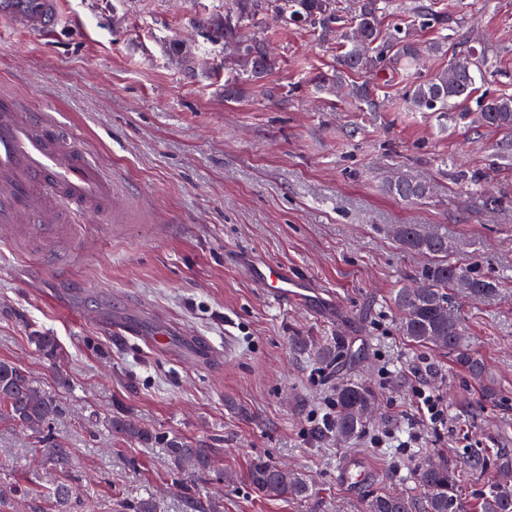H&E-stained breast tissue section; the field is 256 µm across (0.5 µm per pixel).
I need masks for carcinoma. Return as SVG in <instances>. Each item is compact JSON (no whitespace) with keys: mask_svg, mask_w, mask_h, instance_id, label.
<instances>
[{"mask_svg":"<svg viewBox=\"0 0 512 512\" xmlns=\"http://www.w3.org/2000/svg\"><path fill=\"white\" fill-rule=\"evenodd\" d=\"M396 0H354L353 10L344 16L338 0H227L222 13H204L195 21L196 32L212 44L224 48V98H239L245 84L265 80L278 65V57L258 34L247 33L263 23L281 28L306 25L320 31L323 37L336 41L340 54L330 74L315 78L317 91L333 92L352 74L385 75L387 64L399 61L406 67L405 96L412 112H446L466 103L471 97L475 73H483L485 57L472 47L455 54L448 66L426 79L413 76L412 68L421 61L420 49L401 27L384 29V21L396 13ZM412 17L419 26L448 29V15L437 9L433 0H416ZM165 53L189 69L205 72L214 68L206 50L173 38L165 45ZM351 94L367 112H380L384 100L376 97L370 84L354 81ZM482 124L502 133L506 140L494 149L501 159L512 149V94L492 93L477 102ZM487 173L475 169L461 175L460 184L468 194L487 209L508 206L505 197L483 192ZM388 192L404 201L428 198L430 186L409 174H402L388 185ZM396 241L407 250L431 258L423 269L418 288H400L394 305L400 315L402 335L420 346L445 350L455 363L472 378H482L486 366L470 348L463 319L454 305V295L464 293L475 300L491 298L501 281L485 273L475 263L465 269L450 261L458 244L448 236L419 224H398L393 228ZM33 343L50 360L57 356L58 343L53 336L33 337ZM336 419L333 432L346 443L366 426L373 407V394L361 382H349L336 389ZM0 410L19 427L39 431L59 412L57 401L43 394L32 377L16 364L0 360ZM114 434L126 441L148 442L154 438L149 429L124 418L111 421ZM168 450L178 470L203 471L211 468L214 448H198L182 438L168 441ZM415 480L424 494L418 499L409 494L380 493L365 504V512H463L461 494L454 467L448 460L417 465ZM247 482L263 496L302 499L309 495L306 480L287 467L266 458H257L249 466ZM479 512H512V464L505 461L480 491Z\"/></svg>","mask_w":512,"mask_h":512,"instance_id":"carcinoma-1","label":"carcinoma"}]
</instances>
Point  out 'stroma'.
<instances>
[{
    "label": "stroma",
    "mask_w": 512,
    "mask_h": 512,
    "mask_svg": "<svg viewBox=\"0 0 512 512\" xmlns=\"http://www.w3.org/2000/svg\"><path fill=\"white\" fill-rule=\"evenodd\" d=\"M56 3L61 20L43 34L0 15V95L27 100L90 150L126 212L90 246H52L69 265L64 276L0 231V360L61 408L37 433L0 417V512H133L141 500L188 512L166 447L173 437L218 451L191 481L204 512H364L377 493L418 494L411 469L437 454L457 464L466 510L476 512L489 472L470 456L512 459V438L499 433L512 423V207L483 210L453 178L483 169L512 198V167L494 168L491 156L501 133L456 109L407 111L396 63L379 88L384 111H361L343 90L316 91L339 49L307 26L266 28L277 70L225 100L223 69L197 75L163 51L224 0ZM439 5L492 66L475 95L512 93V0ZM402 171L429 182L430 197L394 198L388 185ZM397 224L441 230L459 244L456 265L476 262L500 278L493 298L455 299L483 380L400 333L395 293L418 282L427 259L393 239ZM263 262L308 280L305 303L268 300L248 272ZM164 323L231 348L204 365L153 350L144 338ZM37 334L57 338L56 360L36 350ZM351 381L372 389L376 411L340 444L317 416ZM487 384L494 396H484ZM418 385L443 397L447 429H422L414 448L371 447L370 434L414 422ZM115 416L156 440L122 441ZM58 447L71 451L63 470L48 458ZM257 457L298 471L310 496L255 493L245 474ZM352 461L368 471L355 489L339 478ZM61 484V504L9 494Z\"/></svg>",
    "instance_id": "stroma-1"
}]
</instances>
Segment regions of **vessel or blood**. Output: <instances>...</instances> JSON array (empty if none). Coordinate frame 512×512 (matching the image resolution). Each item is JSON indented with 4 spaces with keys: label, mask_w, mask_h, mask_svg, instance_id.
<instances>
[{
    "label": "vessel or blood",
    "mask_w": 512,
    "mask_h": 512,
    "mask_svg": "<svg viewBox=\"0 0 512 512\" xmlns=\"http://www.w3.org/2000/svg\"><path fill=\"white\" fill-rule=\"evenodd\" d=\"M6 12L14 28L45 32L55 11L35 12L13 0ZM119 193L97 158L65 138L57 122L30 111L22 101L0 98V227L14 242L47 250L62 236L80 238L81 225L111 224ZM252 276L274 302L304 299V280L273 263L254 266Z\"/></svg>",
    "instance_id": "b4317fda"
}]
</instances>
